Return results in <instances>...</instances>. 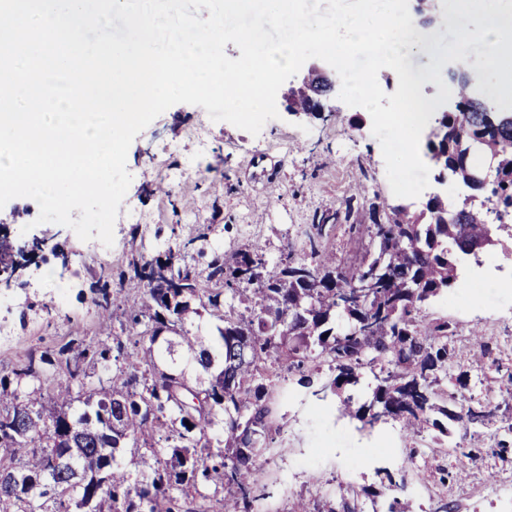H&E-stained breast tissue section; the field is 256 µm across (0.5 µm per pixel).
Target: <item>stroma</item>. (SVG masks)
I'll use <instances>...</instances> for the list:
<instances>
[{
	"label": "stroma",
	"mask_w": 512,
	"mask_h": 512,
	"mask_svg": "<svg viewBox=\"0 0 512 512\" xmlns=\"http://www.w3.org/2000/svg\"><path fill=\"white\" fill-rule=\"evenodd\" d=\"M308 76L300 70L279 89L278 118L259 135L210 119L191 104L169 107L132 142L127 169L133 180L119 207L110 251L81 241L56 223L37 224V203L15 198L0 208V234L14 245L29 235L51 237V248L25 261L10 287L0 288V321L16 334L0 347V370L28 348L40 350L61 337L88 340L122 333L120 313L129 288L120 274L131 250L152 257L174 243L172 232L198 237L192 267L204 270L214 253L229 254L259 243L266 270L287 254H307L306 233L316 212L341 209L358 184L379 202L400 204L386 177L381 145L371 127H359L368 112L323 99L315 116H292L286 99ZM142 223H127L129 212ZM32 234H25V225ZM112 277V320L99 319L89 285ZM445 318L455 326L449 347L455 370L470 376L469 397L491 399L498 410L482 425L452 423L447 434L428 428L407 437L399 421L365 427L346 414L332 392L320 386L333 376L327 364L314 374V386L300 385L298 372L284 373L270 397L271 438L262 451L266 497L260 512H291L305 501L311 512H327L341 500H358L372 512L376 503L399 499L403 512H512V499L484 493L497 482L512 485V449L500 440L512 435V289L457 281L448 293L430 300L421 321ZM473 445L476 458L463 457L459 445ZM375 448L363 457L366 448ZM405 480L403 491H388L389 480Z\"/></svg>",
	"instance_id": "35a3bbf8"
}]
</instances>
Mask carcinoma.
<instances>
[{
  "instance_id": "carcinoma-1",
  "label": "carcinoma",
  "mask_w": 512,
  "mask_h": 512,
  "mask_svg": "<svg viewBox=\"0 0 512 512\" xmlns=\"http://www.w3.org/2000/svg\"><path fill=\"white\" fill-rule=\"evenodd\" d=\"M474 137L496 157V180L481 189L482 200L450 209L444 199L418 215L372 201L371 245L354 262H336L324 239L332 221L359 231L351 220L367 199L362 184L344 209L314 215L308 262L289 256L264 274L252 244L214 254L201 274L189 265L195 239L177 233L163 255L132 253L123 315L135 352L120 340L64 337L0 373V472L21 474L19 483L0 484V512H84L88 500L95 512H256L269 387L284 368L312 385L304 370L323 357L334 377L322 389L365 425L392 417L412 437L429 424L446 437L445 419L478 424L492 416L464 404V371L447 395L436 391L453 364L454 326L419 324L425 302L455 284L472 240L489 227L512 240V124L487 106L455 114L433 151L463 180L465 143ZM203 276L214 287H201ZM91 293L99 315L112 319V279L97 278ZM229 298L245 312L224 316L214 344L203 346L187 321ZM192 366L206 381H192ZM366 367L379 369L377 385L357 404L346 389ZM70 429L84 431V441L56 444ZM127 448L144 469H126ZM209 486L222 488L223 499L201 494Z\"/></svg>"
}]
</instances>
